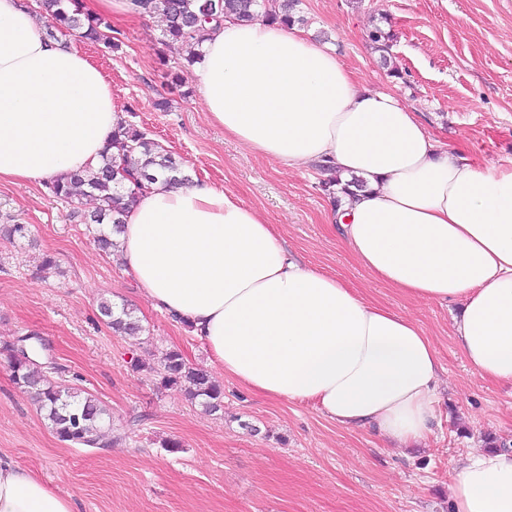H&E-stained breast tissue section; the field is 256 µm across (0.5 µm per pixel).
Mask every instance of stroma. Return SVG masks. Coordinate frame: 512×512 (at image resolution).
<instances>
[{
	"label": "stroma",
	"mask_w": 512,
	"mask_h": 512,
	"mask_svg": "<svg viewBox=\"0 0 512 512\" xmlns=\"http://www.w3.org/2000/svg\"><path fill=\"white\" fill-rule=\"evenodd\" d=\"M304 34L332 46L360 84L414 108L439 143L476 165H512V0H300ZM388 18L389 76L368 28ZM119 51L85 44L107 76L126 123L180 159L192 179L232 190L276 224L294 258L325 268L370 300L413 319L435 345L441 389L424 444L391 448L369 429L336 426L312 403L248 392L210 364L187 327L151 307L94 230L46 185L0 182V224L28 225L30 240L0 238V345L34 332L55 379L92 394L112 413L111 447L58 440L0 361V455L78 503L79 512H451L460 456L512 442V384L482 378L451 331L458 305L415 300L377 283L323 221V169L285 168L212 123L178 46L162 45L158 20H113ZM168 101L158 110V101ZM58 260L42 272L43 254ZM133 308L138 336L114 333L102 299ZM180 351L224 388L214 414L160 388L162 353Z\"/></svg>",
	"instance_id": "obj_1"
}]
</instances>
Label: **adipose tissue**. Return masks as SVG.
<instances>
[{"mask_svg":"<svg viewBox=\"0 0 512 512\" xmlns=\"http://www.w3.org/2000/svg\"><path fill=\"white\" fill-rule=\"evenodd\" d=\"M195 84L210 120L292 170L359 178L324 213L378 283L459 305L452 334L482 377L512 383V167L439 147L413 108L361 87L334 48L293 27L225 17L204 34ZM122 120L103 72L39 32L26 0H0V182H50L100 166ZM113 241L155 309L189 322L211 363L251 392L310 402L346 430L428 438L439 357L411 318L294 260L233 192L156 180ZM454 512H512V449L463 458ZM0 512H76L0 457Z\"/></svg>","mask_w":512,"mask_h":512,"instance_id":"obj_1","label":"adipose tissue"}]
</instances>
